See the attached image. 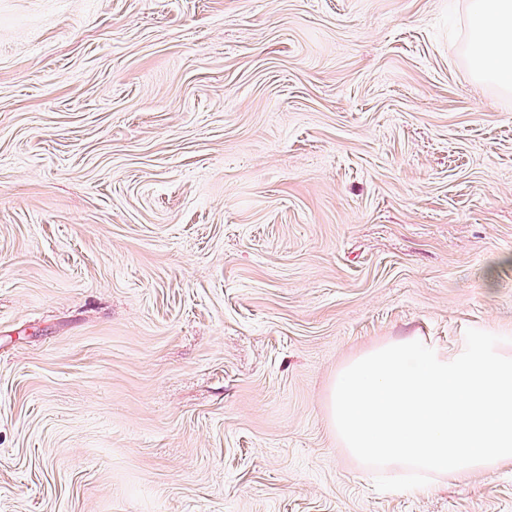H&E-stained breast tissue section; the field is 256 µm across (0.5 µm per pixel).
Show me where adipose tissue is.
Returning <instances> with one entry per match:
<instances>
[{
	"label": "adipose tissue",
	"instance_id": "1",
	"mask_svg": "<svg viewBox=\"0 0 512 512\" xmlns=\"http://www.w3.org/2000/svg\"><path fill=\"white\" fill-rule=\"evenodd\" d=\"M472 28L466 49L477 79L512 92V0H469Z\"/></svg>",
	"mask_w": 512,
	"mask_h": 512
}]
</instances>
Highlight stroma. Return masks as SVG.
<instances>
[{
    "instance_id": "1",
    "label": "stroma",
    "mask_w": 512,
    "mask_h": 512,
    "mask_svg": "<svg viewBox=\"0 0 512 512\" xmlns=\"http://www.w3.org/2000/svg\"><path fill=\"white\" fill-rule=\"evenodd\" d=\"M468 0H0V512H512L380 492L338 370L512 351V94Z\"/></svg>"
}]
</instances>
